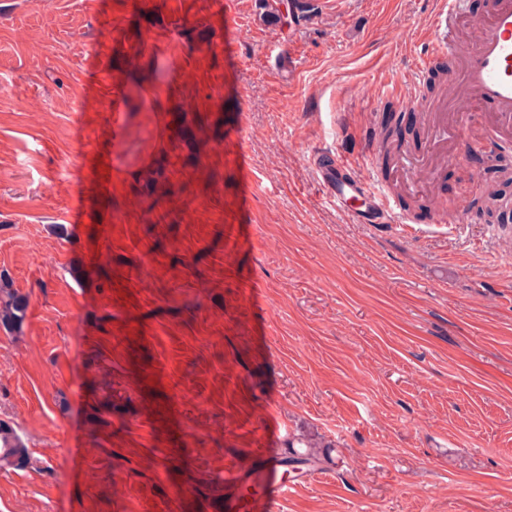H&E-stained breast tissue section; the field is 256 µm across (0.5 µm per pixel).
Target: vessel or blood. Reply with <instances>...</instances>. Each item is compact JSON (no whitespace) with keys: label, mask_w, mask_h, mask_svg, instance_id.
<instances>
[{"label":"vessel or blood","mask_w":512,"mask_h":512,"mask_svg":"<svg viewBox=\"0 0 512 512\" xmlns=\"http://www.w3.org/2000/svg\"><path fill=\"white\" fill-rule=\"evenodd\" d=\"M465 9L466 0H441L440 8L431 19L435 35L415 66L417 80L435 59L456 55V40L449 34V25L464 14ZM417 80L408 86L391 85L387 92L404 99L406 104L416 103ZM459 100L466 106H482L494 112L499 120H512V0H494L481 38L463 58ZM309 165L333 202L350 205L354 223H405V215L397 211L384 187L375 178L358 174L345 152L312 153ZM310 477V470L301 468L294 477H287L279 459L260 458L251 469L234 472L232 484L237 494L227 499L226 507L228 512H274L280 499Z\"/></svg>","instance_id":"b4317fda"}]
</instances>
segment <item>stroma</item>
Wrapping results in <instances>:
<instances>
[{
  "label": "stroma",
  "mask_w": 512,
  "mask_h": 512,
  "mask_svg": "<svg viewBox=\"0 0 512 512\" xmlns=\"http://www.w3.org/2000/svg\"><path fill=\"white\" fill-rule=\"evenodd\" d=\"M215 2L0 0V271L29 300L0 420L31 457L0 512H225L227 467L292 439L330 462L275 512H512L493 167L439 171L449 226L353 223L307 163L368 143L438 0Z\"/></svg>",
  "instance_id": "1"
}]
</instances>
